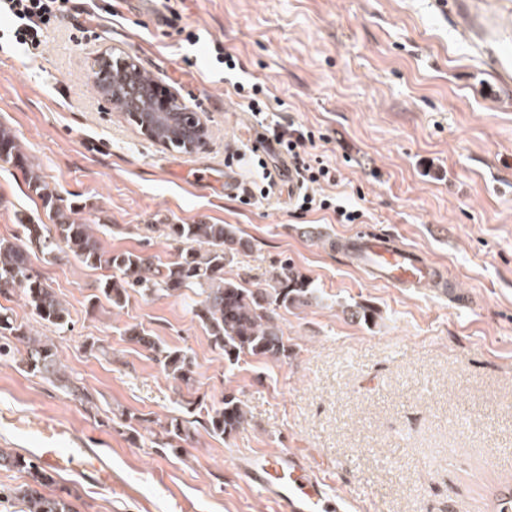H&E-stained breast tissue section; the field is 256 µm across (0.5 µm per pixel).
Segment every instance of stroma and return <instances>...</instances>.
<instances>
[{"label":"stroma","instance_id":"stroma-1","mask_svg":"<svg viewBox=\"0 0 512 512\" xmlns=\"http://www.w3.org/2000/svg\"><path fill=\"white\" fill-rule=\"evenodd\" d=\"M166 27L124 0H74L49 29L41 56L11 43L0 17V126L103 249L169 262L179 245L162 224H234L253 248L225 277L270 283L291 258L318 289L311 306L282 313L294 356L227 367L185 300H93L101 271L73 258H31L70 311L43 328L20 296L0 307L46 331L72 377L97 398L86 410L55 385L0 362V448H75L53 470L77 512H278L232 465L288 452L327 480L343 512H487L512 482V90L500 91L438 0H155ZM136 61L208 127L185 154L161 147L92 85L97 56ZM256 86L268 123L301 125L309 152L338 184H304L318 199L360 211L298 209L288 185L268 196L252 146L262 123L235 83ZM234 168L249 194L225 195ZM23 171L0 163V238L52 224ZM378 231L441 266L456 295L396 288L349 264L330 242ZM371 304L375 324L344 307ZM141 325L188 350L207 406L226 391L248 422L228 439L197 430L178 456L153 447L155 421L186 417L172 380L125 330ZM97 341L102 350L86 353ZM141 417L129 432L114 416ZM112 472L104 484L86 464Z\"/></svg>","mask_w":512,"mask_h":512}]
</instances>
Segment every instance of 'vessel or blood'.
Segmentation results:
<instances>
[{
  "mask_svg": "<svg viewBox=\"0 0 512 512\" xmlns=\"http://www.w3.org/2000/svg\"><path fill=\"white\" fill-rule=\"evenodd\" d=\"M454 24L465 32L491 65L497 84H512V14L489 16L481 0H449ZM348 256L376 281L398 288L441 285L436 264L389 235L360 232L349 242ZM244 481L283 512H332L334 502L322 479L314 478L298 457L254 453L237 465Z\"/></svg>",
  "mask_w": 512,
  "mask_h": 512,
  "instance_id": "1",
  "label": "vessel or blood"
}]
</instances>
